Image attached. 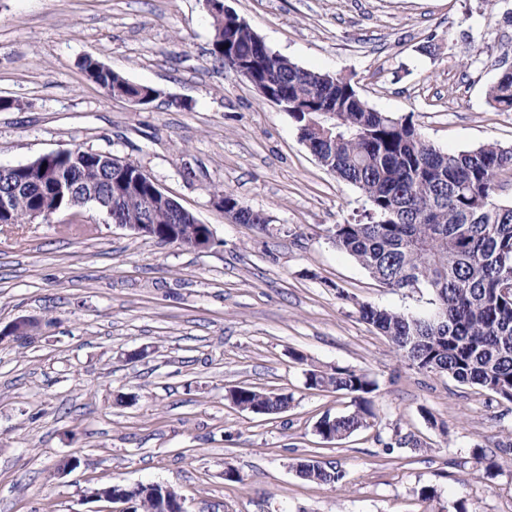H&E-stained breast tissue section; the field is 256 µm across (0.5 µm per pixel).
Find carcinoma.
Listing matches in <instances>:
<instances>
[{"mask_svg": "<svg viewBox=\"0 0 512 512\" xmlns=\"http://www.w3.org/2000/svg\"><path fill=\"white\" fill-rule=\"evenodd\" d=\"M208 15L212 56L231 70L243 65L265 100L288 107L300 139L321 166L365 195L366 222L336 225V248L385 288L416 285L434 295L429 316L362 305L360 318L418 370L447 374L512 402V295L501 292L512 278V203L499 198V176L512 171V147L489 142L441 151L411 121L369 107L351 77L306 69L274 53L243 19L224 13L222 4ZM82 67L90 81L114 96L138 97L148 105L157 93L102 69L91 55ZM487 97L497 110L512 112V72H501ZM43 161L42 170L0 171V191L14 192V211L0 218L4 223L26 224L28 211L44 207L61 211L90 204L106 214L118 192L132 196L119 206L123 223L153 224L163 243L164 229L197 221L193 214L179 216L173 200L152 205L153 183L142 168L110 153L74 148ZM217 196L238 209V223H253L251 207L229 192ZM432 315L440 320H430ZM308 381L312 388L353 396L352 411L327 414L317 423L322 439L339 441L370 427L377 386L368 374L337 367L331 373L313 370ZM228 399L242 411L263 415L281 414L289 405L284 395L248 387L230 389ZM472 458L489 476L502 469L501 457L482 448L473 449ZM297 473L331 487L345 478L343 470L314 456L299 460ZM128 489L134 512H160L158 501L142 496L135 485Z\"/></svg>", "mask_w": 512, "mask_h": 512, "instance_id": "carcinoma-1", "label": "carcinoma"}]
</instances>
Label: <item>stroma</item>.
I'll use <instances>...</instances> for the list:
<instances>
[{
  "label": "stroma",
  "mask_w": 512,
  "mask_h": 512,
  "mask_svg": "<svg viewBox=\"0 0 512 512\" xmlns=\"http://www.w3.org/2000/svg\"><path fill=\"white\" fill-rule=\"evenodd\" d=\"M224 3L273 52L352 77L370 107L435 146L512 147V112L487 99L512 66V0ZM211 42L203 0H0V98L14 102L0 109V166L76 146L119 156L214 238L163 244L89 207L0 224V329L39 321L30 344L0 341V512H100L94 489L154 482L178 488L188 512H454L461 498L469 512H512V455L493 478L469 460L512 436V403L418 371L361 320L363 304L427 314L433 294L383 288L336 249L335 226L365 216L361 191ZM89 54L160 97L105 95L82 68ZM217 191L268 223H234ZM337 367L376 381L377 420L328 443L317 422L352 398L308 388L307 372ZM236 386L289 407L239 410L225 398ZM399 432L416 446L387 451ZM311 455L345 471L342 487L297 475ZM69 457L78 466L55 476ZM228 463L242 482L225 480Z\"/></svg>",
  "instance_id": "stroma-1"
}]
</instances>
